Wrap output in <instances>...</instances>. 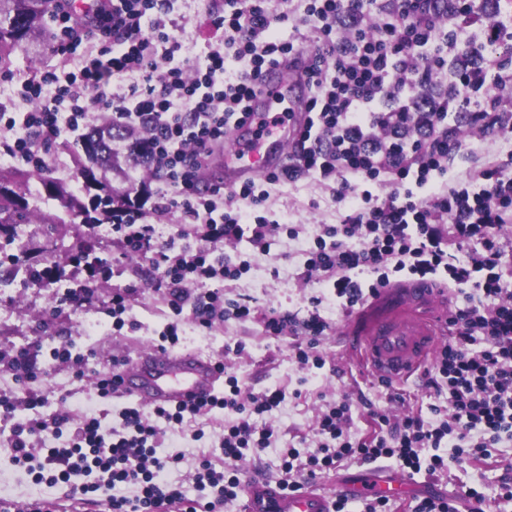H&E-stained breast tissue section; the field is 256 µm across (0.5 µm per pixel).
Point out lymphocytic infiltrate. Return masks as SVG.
<instances>
[{
  "label": "lymphocytic infiltrate",
  "mask_w": 512,
  "mask_h": 512,
  "mask_svg": "<svg viewBox=\"0 0 512 512\" xmlns=\"http://www.w3.org/2000/svg\"><path fill=\"white\" fill-rule=\"evenodd\" d=\"M175 3L95 0L82 18L59 14L52 50L67 62L22 82L26 110L0 106V155L53 170L46 143L87 132L94 109L145 132L155 186L112 232L156 271L152 286L171 316L158 333L163 346L178 345L187 318L202 333L258 318L267 335L295 337L300 369L321 370L326 303L349 317L381 289L411 280L461 298L423 371L435 398L431 420L411 414L394 422L373 409L371 431L355 435L349 398L330 403L316 419L315 452L281 449L283 489H298L294 474L303 469L313 479L347 461L380 459L435 482L450 464L512 443V238L504 233L512 224V63L503 56L512 47V12L504 0H212L216 34L198 58L172 33ZM280 61L302 70L309 114L287 166L229 191L202 186L203 154L223 149L260 75ZM118 76L132 79L120 92ZM497 142L508 146L507 162L453 168L456 157ZM303 180L329 193L336 223L310 229L268 211L282 186ZM175 212L201 225L203 246L161 239L158 218ZM283 237L302 258L296 277L318 288L305 316L225 297L222 283L250 273ZM219 244L225 252H216ZM50 357L75 361L76 377L90 378L109 406L85 413L70 433L66 416L31 419L8 446L34 483L69 485L74 500L99 491L109 512H216L243 491L239 462L278 436L270 416L284 389L243 393L228 370L209 400L149 417L138 405L113 404L116 375L92 368L88 355L65 348ZM216 409L224 413V467L201 459L191 498L167 479L183 455L160 453L161 436L186 430L201 441L205 432L192 423ZM61 437L65 447H48ZM78 475L94 481L75 485ZM126 485L138 495H120ZM208 486L217 500L204 499Z\"/></svg>",
  "instance_id": "obj_1"
}]
</instances>
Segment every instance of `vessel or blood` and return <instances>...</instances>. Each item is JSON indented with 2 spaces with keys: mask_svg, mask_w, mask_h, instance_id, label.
<instances>
[{
  "mask_svg": "<svg viewBox=\"0 0 512 512\" xmlns=\"http://www.w3.org/2000/svg\"><path fill=\"white\" fill-rule=\"evenodd\" d=\"M259 92L249 103L250 114L224 144V175L218 183L225 189L253 182L287 165L292 154L287 125L260 131V123L273 110L293 112V123L303 124L297 112L300 87L287 63L268 67L262 74ZM384 312L372 316L360 330L349 331V345L358 359L379 378L400 381L431 362L440 336L421 315L429 305L444 303L435 288L390 289ZM119 393L143 408H161L196 403L216 393L222 372L215 360L196 352L149 345L140 349L117 371ZM411 478L402 472L369 477L354 486L341 487L353 498H406ZM245 512H333L330 494L308 488L286 491L270 484L251 481L244 487Z\"/></svg>",
  "mask_w": 512,
  "mask_h": 512,
  "instance_id": "obj_1",
  "label": "vessel or blood"
}]
</instances>
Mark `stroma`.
<instances>
[{"label": "stroma", "mask_w": 512, "mask_h": 512, "mask_svg": "<svg viewBox=\"0 0 512 512\" xmlns=\"http://www.w3.org/2000/svg\"><path fill=\"white\" fill-rule=\"evenodd\" d=\"M210 0H181L179 4V28L175 36L192 52H199L207 35ZM59 56L39 48L35 53L20 52L11 70L0 73V102H11L21 82L42 70L57 67ZM270 209L290 222L305 224H332L336 221V206L328 193L315 184L302 182L298 187H283L269 202ZM85 229L80 222L56 224L46 227L32 223L21 241L15 242L14 251L22 253L27 266L43 268L55 264L65 271V281L78 286L87 278L83 267L74 266L68 260L70 250L83 238ZM295 245L281 239L272 249L271 256L259 257L251 274L241 280L228 282L224 291L228 297L249 296L259 305L279 307L298 315H305L309 289L296 283L293 273L298 264ZM112 275L101 280L96 292L82 306L73 307L63 300V291L56 284L33 281L30 276L17 278L14 286L0 291V395L20 393L22 384L17 381L5 364L6 358L19 352H29L40 366L46 367L45 375L31 381L34 389L43 390L47 400L42 414L68 416L70 425H77L83 408H98L91 381L76 382L65 366L49 363L46 355L54 348L70 346L72 352L94 351L97 366L106 367L112 357H123L154 340L155 331L161 330L169 320V310L162 297L149 286L155 271L148 258L125 256L120 242H112L107 256ZM135 287V298L129 316L136 321V329L112 330L111 317L106 313L112 294L119 289ZM95 318L107 324L105 334L88 336L83 331L85 319ZM243 342L242 354H225V346ZM183 348L207 357L225 360L237 374L245 392L258 393L278 385L285 388V403L275 413L280 428L276 447L259 455L248 457L239 464V477L247 482L261 477L277 482L279 451L287 447L293 435L306 436L315 441V422L323 405L342 394L361 389L365 399L375 407L389 410L391 415L402 416L408 412L421 413L430 418L428 405L431 401L420 374H413L391 388L379 386L378 379L356 363L343 339L337 335L324 337L319 350L328 366L317 373L301 371L291 358L288 340L267 336L260 322L244 324L227 321L217 325L207 334H200L191 325H184L181 337ZM80 388L81 399L65 403L60 393ZM398 393V400H391V393ZM30 412L18 409L12 418L0 419V494L7 498L27 502L34 499L51 500L56 512H100L98 494H89L85 503L68 499L69 489L59 484L48 486L33 484L30 476L10 460L7 443L17 424L26 422ZM512 463V446L495 448L489 459L465 461L453 466L449 477L432 484L419 481L414 491L421 497L431 491L459 494L462 487L472 486L494 497L500 479Z\"/></svg>", "instance_id": "35a3bbf8"}]
</instances>
